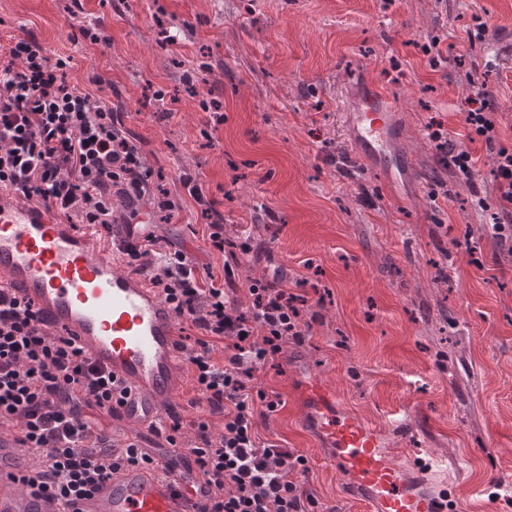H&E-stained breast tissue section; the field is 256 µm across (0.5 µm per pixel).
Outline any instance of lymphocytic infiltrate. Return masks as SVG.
<instances>
[{"label": "lymphocytic infiltrate", "mask_w": 512, "mask_h": 512, "mask_svg": "<svg viewBox=\"0 0 512 512\" xmlns=\"http://www.w3.org/2000/svg\"><path fill=\"white\" fill-rule=\"evenodd\" d=\"M65 66L34 35L0 53V188L107 231L115 222L116 197L133 216L150 195L158 209L174 211L168 193H155L154 173L123 112L111 98L69 84ZM474 96L480 106L467 112L465 123L497 151L498 207L488 230L501 252L512 256V149L498 143L494 100L480 87ZM181 184L208 221L210 252L226 258L223 281L199 273L180 249L129 255L130 266L149 276L177 315L200 332L190 370L206 409L187 422L175 417L172 429L187 425L195 433L197 463L215 483L211 512H312L305 458L261 440L257 432L255 405L277 412L279 395L247 386L256 365L311 331L308 299L276 270L250 282L251 304L238 311L234 262L254 252V239L247 233L225 237L224 214L205 195L199 176L184 174ZM218 347L225 351L220 362L213 356ZM114 394L111 375L43 329L30 304L0 288V422L20 424L29 447L48 451L43 470L28 478L30 487L66 500L87 493L119 464H138L134 449L88 441L84 409H99ZM215 416L224 422L216 435L210 432Z\"/></svg>", "instance_id": "1"}]
</instances>
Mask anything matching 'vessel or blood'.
I'll return each instance as SVG.
<instances>
[{
    "label": "vessel or blood",
    "instance_id": "b4317fda",
    "mask_svg": "<svg viewBox=\"0 0 512 512\" xmlns=\"http://www.w3.org/2000/svg\"><path fill=\"white\" fill-rule=\"evenodd\" d=\"M392 114L382 98H369L357 114L355 143L364 156L390 170L407 158L391 145ZM153 224H116L109 239L57 221L45 206L17 202L0 192V287L29 302L41 325L72 344L123 389L120 404L102 410L94 434L127 440L149 463L125 465L90 492L60 505L25 482L45 451L25 450L22 429L0 426V512H210L214 487L183 443L165 445L174 416L188 402L185 385L192 355L180 319L159 288L129 269L125 256L148 244ZM301 406L323 437L329 460L356 489L366 512H446L448 484L440 459H395L389 428L340 411L333 390L316 376L301 387Z\"/></svg>",
    "mask_w": 512,
    "mask_h": 512
}]
</instances>
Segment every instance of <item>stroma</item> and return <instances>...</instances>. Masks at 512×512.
<instances>
[{
  "mask_svg": "<svg viewBox=\"0 0 512 512\" xmlns=\"http://www.w3.org/2000/svg\"><path fill=\"white\" fill-rule=\"evenodd\" d=\"M0 0V46L36 35L68 57L66 78L103 95L119 91L125 125L180 208L139 205L157 225L156 250L209 253L200 209L184 192L201 175L226 226L253 231L263 255L245 258L257 278L280 266L319 320L303 343L288 342L257 365L251 385L280 394L282 407L258 434L302 454L315 512H363L303 423L298 388L320 377L339 405L387 426L407 414L409 433L389 434L399 460L433 456L448 470L455 512H512V257L485 234L496 153L468 140L473 84L497 103L500 141L512 149V0ZM102 23L108 44L80 40ZM179 33L169 52L159 29ZM437 41L440 54L422 47ZM200 68L195 91L183 69ZM163 88L175 115L157 121ZM383 94L396 103L401 172L376 167L354 148L353 117ZM223 103L216 123L200 103ZM440 120L469 147L476 188L438 161L423 133ZM438 199H431V192ZM451 287L435 288L437 271Z\"/></svg>",
  "mask_w": 512,
  "mask_h": 512,
  "instance_id": "stroma-1",
  "label": "stroma"
}]
</instances>
